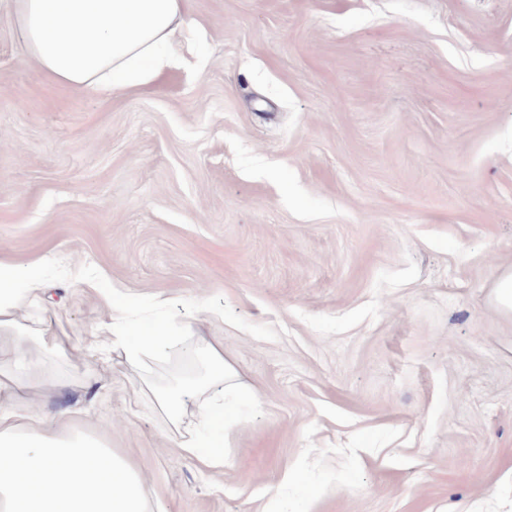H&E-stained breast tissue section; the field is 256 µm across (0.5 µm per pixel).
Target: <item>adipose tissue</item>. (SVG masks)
<instances>
[{
	"instance_id": "1",
	"label": "adipose tissue",
	"mask_w": 512,
	"mask_h": 512,
	"mask_svg": "<svg viewBox=\"0 0 512 512\" xmlns=\"http://www.w3.org/2000/svg\"><path fill=\"white\" fill-rule=\"evenodd\" d=\"M184 0H15L21 38L31 56L54 79L88 94L108 95L149 81L172 62L164 49L188 36ZM42 281L29 268L0 263V512H148L137 472L92 434L71 429L64 410L17 413L7 363L41 364L21 346L17 311L35 304ZM189 329L171 324L141 331L112 307L94 341L122 352L130 373L140 377L156 409L180 428L182 406L194 401L197 433L183 436L181 452L203 466L223 465V436L213 435V415L226 391L240 388L224 350L196 337L191 353L201 373L161 386L148 379L147 361L180 343Z\"/></svg>"
}]
</instances>
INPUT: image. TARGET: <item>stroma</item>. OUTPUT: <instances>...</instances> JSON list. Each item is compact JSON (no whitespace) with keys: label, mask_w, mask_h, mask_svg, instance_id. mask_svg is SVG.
I'll list each match as a JSON object with an SVG mask.
<instances>
[{"label":"stroma","mask_w":512,"mask_h":512,"mask_svg":"<svg viewBox=\"0 0 512 512\" xmlns=\"http://www.w3.org/2000/svg\"><path fill=\"white\" fill-rule=\"evenodd\" d=\"M0 0V262L74 346L29 408L122 455L150 512H512V0H184L199 41L109 96L53 80ZM213 337L201 466L108 298ZM494 300L497 306L505 312L512 313V272H502L496 281ZM189 328L183 324H171L160 329L141 331L124 321L123 311L114 304L109 321L98 326L93 344H104L112 351H121L130 373L141 379L144 389L152 398L156 409L167 419L173 430L179 432L182 423V405L194 401L198 416L202 419L201 431L181 435L177 447L205 467L224 464V435H213L210 430L216 426L213 409L220 407L219 401L229 389H243L233 366L224 359V349L204 336L192 340L191 354L203 365V372L186 380L178 379L175 384L161 386L148 378L147 361L163 350L181 342Z\"/></svg>","instance_id":"obj_1"}]
</instances>
